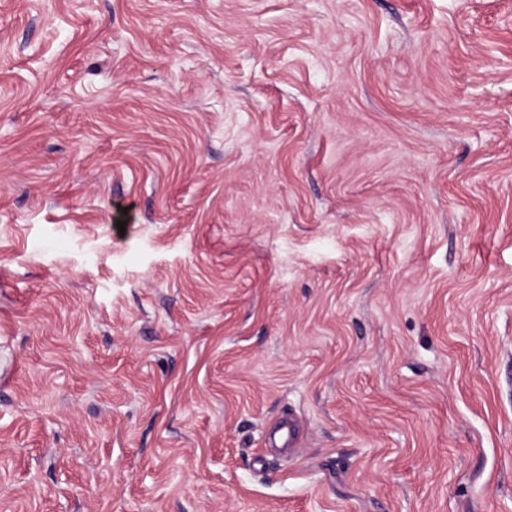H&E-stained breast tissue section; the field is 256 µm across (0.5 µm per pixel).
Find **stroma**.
I'll use <instances>...</instances> for the list:
<instances>
[{"mask_svg": "<svg viewBox=\"0 0 512 512\" xmlns=\"http://www.w3.org/2000/svg\"><path fill=\"white\" fill-rule=\"evenodd\" d=\"M0 512H512V0H0Z\"/></svg>", "mask_w": 512, "mask_h": 512, "instance_id": "35a3bbf8", "label": "stroma"}]
</instances>
